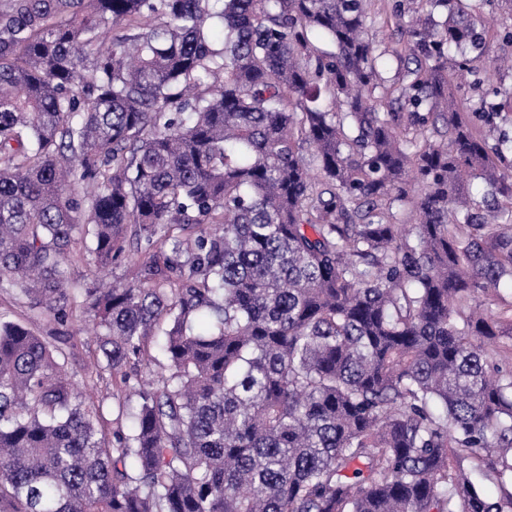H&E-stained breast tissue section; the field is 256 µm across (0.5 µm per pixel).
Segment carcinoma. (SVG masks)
I'll return each mask as SVG.
<instances>
[{
	"instance_id": "obj_1",
	"label": "carcinoma",
	"mask_w": 512,
	"mask_h": 512,
	"mask_svg": "<svg viewBox=\"0 0 512 512\" xmlns=\"http://www.w3.org/2000/svg\"><path fill=\"white\" fill-rule=\"evenodd\" d=\"M394 12L383 112L367 0H0V287L138 397L0 319V512H512V88L453 93L472 0ZM91 246L89 237L84 235V232L79 230L74 234V242L70 247L73 255L72 261L64 265V271L67 277L71 280H77L80 282H91L96 279V272L91 273L92 263L90 261V255L88 247ZM81 253L83 258L79 260L75 255ZM91 263V265H89ZM0 316L28 326L55 347L62 348L68 355L69 370L77 372L79 388L85 390L84 370L90 365L91 352L97 347L95 325L86 313L77 311L66 323L53 318H33L23 297L12 288H0ZM120 393L115 385H112V378L106 374L102 380H99L94 387V399L103 406L105 416L108 420H112V405L115 406L116 400L112 394Z\"/></svg>"
}]
</instances>
